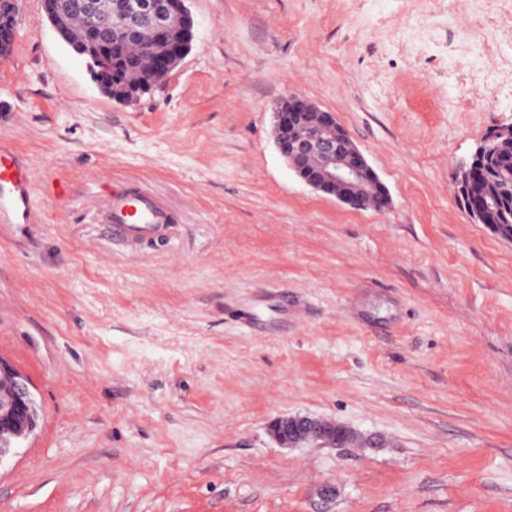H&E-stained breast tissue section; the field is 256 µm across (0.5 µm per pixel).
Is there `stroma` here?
<instances>
[{"label": "stroma", "mask_w": 512, "mask_h": 512, "mask_svg": "<svg viewBox=\"0 0 512 512\" xmlns=\"http://www.w3.org/2000/svg\"><path fill=\"white\" fill-rule=\"evenodd\" d=\"M192 48L121 104L23 0L0 142L36 221L0 224V355L34 432L0 512H512V240L452 184L512 123V0H189ZM293 94L389 193L353 209L273 145ZM166 205L114 240L113 187ZM371 448L280 447L284 414Z\"/></svg>", "instance_id": "1"}]
</instances>
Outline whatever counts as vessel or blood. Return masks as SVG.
Here are the masks:
<instances>
[{
    "label": "vessel or blood",
    "instance_id": "b4317fda",
    "mask_svg": "<svg viewBox=\"0 0 512 512\" xmlns=\"http://www.w3.org/2000/svg\"><path fill=\"white\" fill-rule=\"evenodd\" d=\"M33 173L14 151L0 144V221L31 224ZM167 209L151 195L125 188L112 192L106 227L112 237L127 242L162 240L169 227Z\"/></svg>",
    "mask_w": 512,
    "mask_h": 512
}]
</instances>
